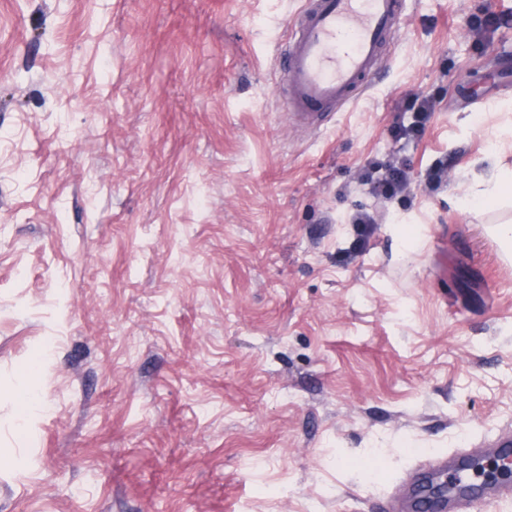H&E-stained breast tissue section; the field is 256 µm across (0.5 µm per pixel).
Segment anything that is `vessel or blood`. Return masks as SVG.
<instances>
[{
    "label": "vessel or blood",
    "instance_id": "obj_1",
    "mask_svg": "<svg viewBox=\"0 0 512 512\" xmlns=\"http://www.w3.org/2000/svg\"><path fill=\"white\" fill-rule=\"evenodd\" d=\"M405 0H305L282 51L285 106L308 123L337 112L365 89L382 65ZM435 471L448 477L447 493L426 494L416 512H469L512 494V488L472 481L468 467L436 459Z\"/></svg>",
    "mask_w": 512,
    "mask_h": 512
}]
</instances>
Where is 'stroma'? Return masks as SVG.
I'll use <instances>...</instances> for the list:
<instances>
[{
	"label": "stroma",
	"mask_w": 512,
	"mask_h": 512,
	"mask_svg": "<svg viewBox=\"0 0 512 512\" xmlns=\"http://www.w3.org/2000/svg\"><path fill=\"white\" fill-rule=\"evenodd\" d=\"M303 4L0 0V512H384L512 437V260L467 205L512 161V0H407L315 130L282 105ZM419 101L416 112H414V119L408 125L398 124L393 127V134L396 137L403 136H421L426 128L427 123L431 119L432 112H434V104L432 100L423 98ZM362 180L370 185L374 194L391 200L404 193L410 185L409 167L400 161L371 163L365 169ZM10 399L19 407L20 411V428H24L28 420L34 415L39 408V401L32 391L12 392L9 394Z\"/></svg>",
	"instance_id": "obj_1"
}]
</instances>
